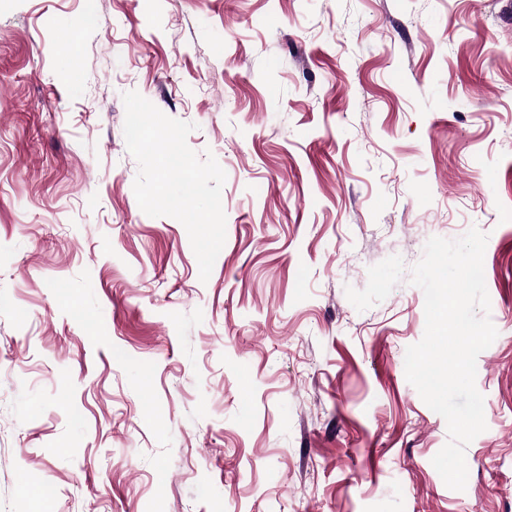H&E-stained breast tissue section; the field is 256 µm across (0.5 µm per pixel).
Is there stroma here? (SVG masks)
Segmentation results:
<instances>
[{
    "mask_svg": "<svg viewBox=\"0 0 512 512\" xmlns=\"http://www.w3.org/2000/svg\"><path fill=\"white\" fill-rule=\"evenodd\" d=\"M129 91L226 173L208 281ZM474 227L457 491L405 352ZM0 512H512V0H0Z\"/></svg>",
    "mask_w": 512,
    "mask_h": 512,
    "instance_id": "35a3bbf8",
    "label": "stroma"
}]
</instances>
